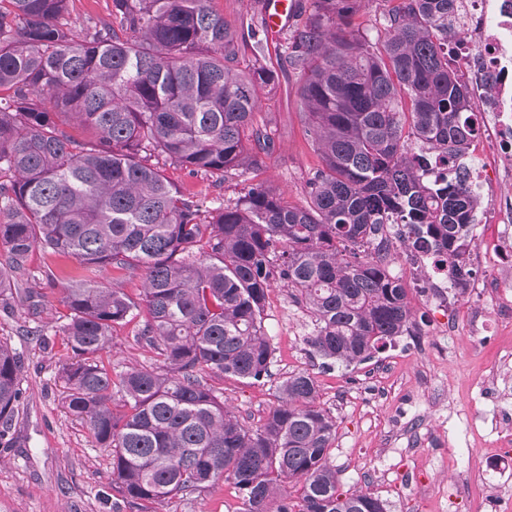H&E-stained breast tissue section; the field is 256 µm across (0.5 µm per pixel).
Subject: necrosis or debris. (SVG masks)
<instances>
[{"mask_svg":"<svg viewBox=\"0 0 512 512\" xmlns=\"http://www.w3.org/2000/svg\"><path fill=\"white\" fill-rule=\"evenodd\" d=\"M458 13L448 40V55L458 68L460 80L473 88L478 109L484 114L474 137L485 141L488 160L466 162L463 169L467 174L462 177L455 163L432 156L423 174L433 181L460 179L478 196L491 182V169L499 168L505 176H512V0H458ZM482 219L502 227L498 246L501 263L495 270L501 289L491 302L494 307L512 310V195L502 196ZM408 234V227L398 224L378 236L372 247L375 258L389 265L396 256H403L415 274V286L430 289L433 301L446 303L452 286L447 267L438 256L403 250L401 243Z\"/></svg>","mask_w":512,"mask_h":512,"instance_id":"1","label":"necrosis or debris"}]
</instances>
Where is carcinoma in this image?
I'll list each match as a JSON object with an SVG mask.
<instances>
[{"label":"carcinoma","instance_id":"1","mask_svg":"<svg viewBox=\"0 0 512 512\" xmlns=\"http://www.w3.org/2000/svg\"><path fill=\"white\" fill-rule=\"evenodd\" d=\"M70 0H0V297L35 249L72 257L59 332L68 412L112 454V485L149 512L223 478L239 512H385L342 492L328 463L336 423L313 375L278 387L264 421L245 425L211 376L260 382L264 331L280 281L316 322L312 347L362 362L414 324L407 289L374 260L375 234L411 227V247L441 255L467 289L480 198L423 177L411 143L465 154L476 102L448 63L457 0H381L383 33L351 27L364 0H310L285 33L302 116L321 165L297 207L264 184L217 207L187 196L161 161L223 181L261 169L274 143L257 91L274 72L235 65L237 32L213 0H112V21L69 34ZM139 276V300L100 281ZM144 311L138 340L153 367L116 371L112 330ZM22 363L0 340V436L22 395ZM303 483L301 504L283 497Z\"/></svg>","mask_w":512,"mask_h":512}]
</instances>
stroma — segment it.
Instances as JSON below:
<instances>
[{
	"instance_id": "35a3bbf8",
	"label": "stroma",
	"mask_w": 512,
	"mask_h": 512,
	"mask_svg": "<svg viewBox=\"0 0 512 512\" xmlns=\"http://www.w3.org/2000/svg\"><path fill=\"white\" fill-rule=\"evenodd\" d=\"M262 0H214L216 11L239 32L238 61L251 68L261 29ZM280 44L265 51L276 70L274 87L261 90L259 119L275 141L265 166L226 183L166 164L169 181L184 194L219 205L241 189L268 183L293 205H304L307 181L320 164L300 113L301 75L281 66ZM494 224L475 227L472 274L466 291L450 290L447 305L410 289V334L367 361L325 365L313 349L315 321L287 288L268 293L264 327L272 347L271 377L259 383L212 378L211 384L242 421L258 425L277 403L276 388L291 374L316 377L320 401L336 422L329 462L341 491L381 499L387 512H497L489 490L512 495V461L496 451L498 417L512 414V394L497 398L481 380L496 361L492 347L512 339V318L488 309L484 335L468 333L469 317L492 286L497 262ZM39 314L0 302V338L18 352L23 396L9 435L0 439V512H142L112 488V457L64 407L61 365L68 350L54 328L64 308L61 288H43ZM139 320L114 332L109 358L115 370L153 366L154 353L138 343ZM444 424L441 436L431 424ZM233 486L216 481L160 512H238Z\"/></svg>"
}]
</instances>
